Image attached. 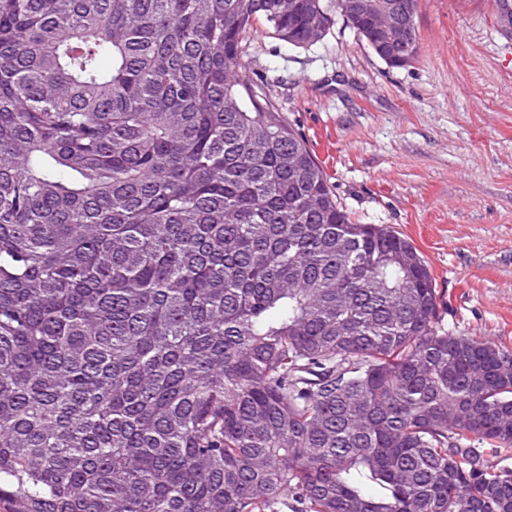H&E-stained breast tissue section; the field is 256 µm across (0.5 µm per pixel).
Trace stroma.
<instances>
[{
    "instance_id": "35a3bbf8",
    "label": "stroma",
    "mask_w": 512,
    "mask_h": 512,
    "mask_svg": "<svg viewBox=\"0 0 512 512\" xmlns=\"http://www.w3.org/2000/svg\"><path fill=\"white\" fill-rule=\"evenodd\" d=\"M415 22L401 68L340 20L309 48L258 30L241 55L353 220L412 239L442 326L512 346V34L492 0H420Z\"/></svg>"
}]
</instances>
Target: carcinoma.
Listing matches in <instances>:
<instances>
[{
	"instance_id": "cac0c4a2",
	"label": "carcinoma",
	"mask_w": 512,
	"mask_h": 512,
	"mask_svg": "<svg viewBox=\"0 0 512 512\" xmlns=\"http://www.w3.org/2000/svg\"><path fill=\"white\" fill-rule=\"evenodd\" d=\"M351 4L0 0L4 512H512V348L243 74Z\"/></svg>"
}]
</instances>
